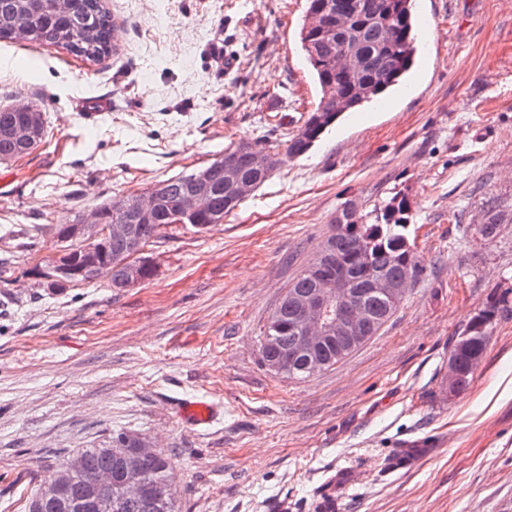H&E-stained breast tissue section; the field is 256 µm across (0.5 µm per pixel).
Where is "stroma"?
I'll list each match as a JSON object with an SVG mask.
<instances>
[{
	"label": "stroma",
	"instance_id": "obj_1",
	"mask_svg": "<svg viewBox=\"0 0 512 512\" xmlns=\"http://www.w3.org/2000/svg\"><path fill=\"white\" fill-rule=\"evenodd\" d=\"M115 50L0 41V106L48 135L0 161V512L49 459L147 435L182 512H512V0H414L403 85L284 158L223 223L146 245L154 277L55 287L50 225L263 142L282 155L320 98L296 40L305 0H107ZM108 100L87 119L82 105ZM406 197L431 271L379 336L304 380L264 365L261 332L346 203ZM504 221L475 227L487 199ZM500 313L470 386L450 342ZM221 403L205 428L181 399Z\"/></svg>",
	"mask_w": 512,
	"mask_h": 512
}]
</instances>
